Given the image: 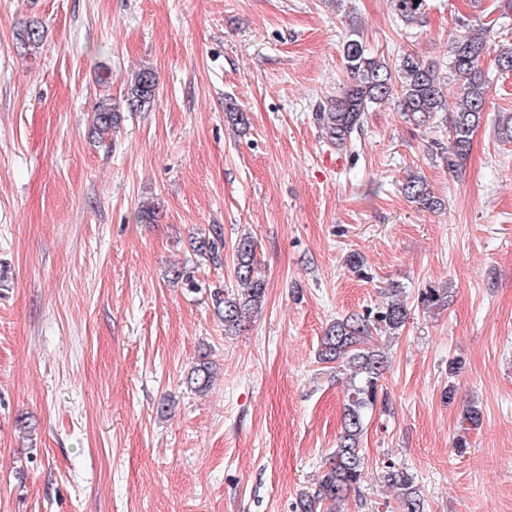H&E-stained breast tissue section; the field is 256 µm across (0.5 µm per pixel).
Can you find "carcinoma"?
<instances>
[{"instance_id":"obj_1","label":"carcinoma","mask_w":512,"mask_h":512,"mask_svg":"<svg viewBox=\"0 0 512 512\" xmlns=\"http://www.w3.org/2000/svg\"><path fill=\"white\" fill-rule=\"evenodd\" d=\"M397 17L407 27H422L427 22L426 0H393ZM459 32L448 39L446 68L458 89V103L448 110L445 88L438 76L439 64L426 61L414 52H404L394 62L376 56L358 39L347 38L342 45L343 66L349 82L342 93L319 104L315 120L327 140L338 148H346L362 134L368 112L374 107L397 99V107L405 118L418 127L441 118L448 127V145L437 144L435 158L451 172H459L469 157L472 136L487 108L488 82L481 63L489 53L484 35L458 21ZM44 38L35 22L18 33L20 44L30 50L39 48ZM495 65L502 72H512V42L497 45ZM156 74L149 68L136 71L129 80L124 96L129 112H145L153 106ZM225 116L233 127L247 129L249 119L235 103H225ZM119 107L106 98L94 110L93 125L107 134L120 122ZM408 202L422 211L433 212L442 207L428 181L412 174L402 184ZM194 254L215 266L224 264V225L211 224L208 230L190 238ZM257 245L243 235L234 248V274L241 291L212 294L214 311L224 321V329L241 326L263 305L266 283L258 267ZM448 289L427 288L418 295L424 310H440L448 306ZM410 310L396 300L376 309L338 317L322 337L318 359L322 363H344L351 368L342 427L336 448L329 454L314 488L300 494L295 512H340L341 504L351 492L360 489L364 458L361 439L365 421L377 406L386 358L368 345L378 332L398 334L409 319ZM213 381V366L206 358L193 367L189 382L198 392L208 390ZM380 481L394 489L398 512H424L425 500L414 473L393 460L382 462Z\"/></svg>"}]
</instances>
